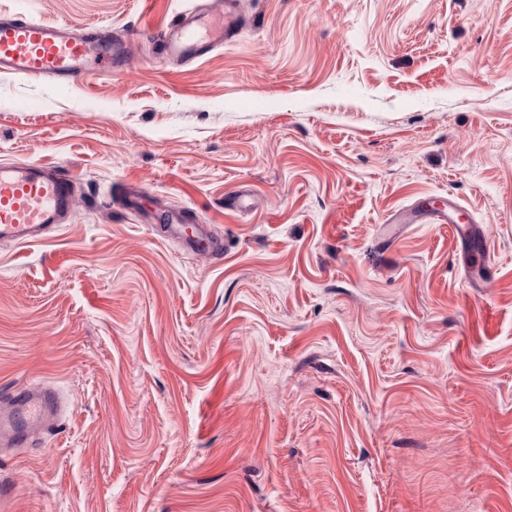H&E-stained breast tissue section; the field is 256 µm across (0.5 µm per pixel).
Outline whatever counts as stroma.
<instances>
[{"label":"stroma","mask_w":512,"mask_h":512,"mask_svg":"<svg viewBox=\"0 0 512 512\" xmlns=\"http://www.w3.org/2000/svg\"><path fill=\"white\" fill-rule=\"evenodd\" d=\"M224 0H0L125 61L0 74V165L75 197L0 243V389L54 385L0 457V512H512V0H238L174 69L142 35ZM453 193L494 248L470 287ZM181 207L227 242L164 240ZM440 204L429 201H419L415 205L403 210L396 218H390L388 224H451L452 235L457 242V248L467 247L470 252L476 251L480 260L478 268H485L491 263L490 253L484 240L480 239L476 224H460L464 215L461 204L457 198L448 193V197L441 196Z\"/></svg>","instance_id":"1"}]
</instances>
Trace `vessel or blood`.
Masks as SVG:
<instances>
[{"label":"vessel or blood","mask_w":512,"mask_h":512,"mask_svg":"<svg viewBox=\"0 0 512 512\" xmlns=\"http://www.w3.org/2000/svg\"><path fill=\"white\" fill-rule=\"evenodd\" d=\"M238 16L235 0H225L218 12L204 10L177 15L154 38L175 64L188 65L208 54L216 43L235 37ZM120 45L108 43L105 34L65 22H34L20 17H0V73L18 78H48L72 83L89 65L102 60L119 62ZM74 182L66 172L45 165L0 167V241L30 243L41 240L51 224L67 214L73 204ZM463 209L455 196L441 203L420 201L403 210L400 224H446L458 246L477 252L479 267L491 261L478 227L462 223ZM166 236L183 241L191 253L221 251L203 225L185 237L183 213L165 212ZM64 409L59 391L50 385L22 384L0 393V447L25 448L51 434Z\"/></svg>","instance_id":"b4317fda"}]
</instances>
